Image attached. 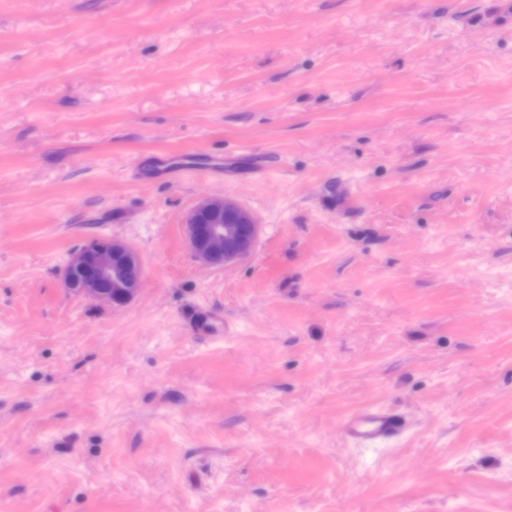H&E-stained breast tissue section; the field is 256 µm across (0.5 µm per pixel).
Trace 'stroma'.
<instances>
[{
	"label": "stroma",
	"instance_id": "obj_1",
	"mask_svg": "<svg viewBox=\"0 0 512 512\" xmlns=\"http://www.w3.org/2000/svg\"><path fill=\"white\" fill-rule=\"evenodd\" d=\"M0 512H512V0H0ZM183 230L196 263L226 268L251 254L259 224L255 215L236 200L206 196L186 213ZM63 278L71 293L121 308L138 294L144 279L143 265L129 244L97 236L71 254ZM406 427L400 414L383 407H368L346 417L341 429L348 439L374 445L400 439Z\"/></svg>",
	"mask_w": 512,
	"mask_h": 512
}]
</instances>
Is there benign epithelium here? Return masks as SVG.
I'll use <instances>...</instances> for the list:
<instances>
[{
  "mask_svg": "<svg viewBox=\"0 0 512 512\" xmlns=\"http://www.w3.org/2000/svg\"><path fill=\"white\" fill-rule=\"evenodd\" d=\"M183 230L196 263L226 268L251 254L259 224L255 215L236 200L206 196L186 213ZM63 278L71 293L121 308L138 294L143 265L138 252L129 244L97 236L71 254Z\"/></svg>",
  "mask_w": 512,
  "mask_h": 512,
  "instance_id": "1",
  "label": "benign epithelium"
}]
</instances>
